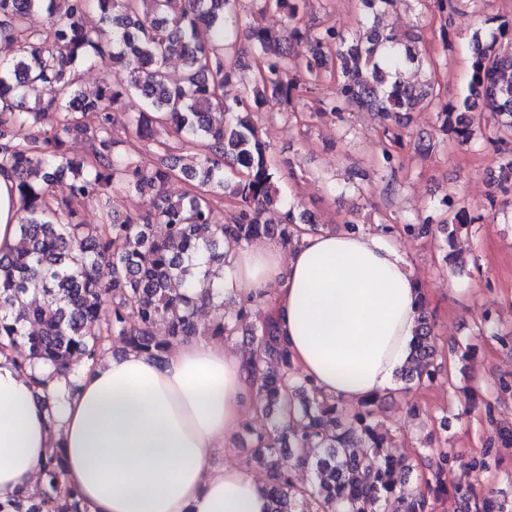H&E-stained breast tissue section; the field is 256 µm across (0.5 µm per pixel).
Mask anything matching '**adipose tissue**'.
I'll use <instances>...</instances> for the list:
<instances>
[{
  "instance_id": "ef3b65f1",
  "label": "adipose tissue",
  "mask_w": 512,
  "mask_h": 512,
  "mask_svg": "<svg viewBox=\"0 0 512 512\" xmlns=\"http://www.w3.org/2000/svg\"><path fill=\"white\" fill-rule=\"evenodd\" d=\"M11 171H0V253L20 241ZM211 293L259 302L298 372L321 398L359 403L394 386L419 315L421 285L383 232H311L290 252L233 246ZM0 345V504L33 495L44 458L60 450L62 482L84 512H269L262 483L242 466L214 468L257 413L248 354L223 339L189 338L162 360L127 350L83 363L75 380L36 361L19 368ZM46 378L36 387L33 376Z\"/></svg>"
}]
</instances>
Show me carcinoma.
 Masks as SVG:
<instances>
[{
	"label": "carcinoma",
	"instance_id": "cac0c4a2",
	"mask_svg": "<svg viewBox=\"0 0 512 512\" xmlns=\"http://www.w3.org/2000/svg\"><path fill=\"white\" fill-rule=\"evenodd\" d=\"M441 20L442 42L456 0H423ZM395 0H361L357 30L348 34L326 19L312 27L307 0H0V42L13 49L0 60V169L15 174L22 217L23 245L0 255V340L19 345L18 361L42 360L63 375L94 359L104 342L117 337L127 348L160 360L166 349L200 335L198 303L207 301L213 318L206 333L229 340L248 334L258 373L256 396L263 407L299 402L297 427L278 424L255 438V458L267 462L270 512H429L425 492L407 486L401 462L386 454L387 431L378 419L376 399L366 400L351 416H336V403L319 397L292 364L288 345L273 320L251 323L255 305L233 311L210 294L186 292L204 254L224 266V244H240L261 235L292 242L297 225L319 227L306 209L276 212L278 168L253 114L271 96L288 108L294 93L317 94L320 111L341 117L370 110L397 125L420 108H434L457 146L475 132L496 146L499 179L489 195L491 208L512 203V15L486 17L471 36L470 74L456 101L442 96L438 61L423 60L419 39L399 34L388 21ZM270 17L266 27L242 29L254 7ZM43 10L49 25H31ZM91 10L99 25L85 26ZM307 45L295 54L282 29ZM250 54L228 60L240 36ZM183 61L178 78L167 63ZM108 64L115 81L91 96L78 89L77 68ZM430 68V78L407 81L409 66ZM237 79L238 96L224 98V85ZM41 86L38 105L26 103ZM144 100L126 124L141 140H156L161 155L147 161L136 152H118L112 127L121 122V104L131 95ZM96 116L93 126L87 114ZM181 142L182 155L169 154L161 134ZM374 164L394 171L393 145L400 134L386 125ZM90 148V159L80 154ZM68 178V194L53 196L54 184ZM181 178L194 188L177 199L165 186ZM121 184L147 201L135 213L121 215L111 198ZM234 208L224 211V202ZM89 202L100 209L101 223L85 224L81 210ZM442 220L406 224L421 240L452 247L459 233L475 223L464 203L445 199ZM156 224L161 237L151 234ZM107 267L109 278L99 277ZM162 326L166 336L154 335ZM443 375L436 363L434 331L420 299L417 334L400 380L423 385ZM292 448L306 450L314 468L312 490L298 487L291 473L275 467L273 457L284 436ZM458 460L440 449L432 465L435 485L467 505V512H512L501 500L475 486L448 484ZM62 456L53 451L41 465L42 483L13 512H77L75 492L62 487Z\"/></svg>",
	"mask_w": 512,
	"mask_h": 512
}]
</instances>
